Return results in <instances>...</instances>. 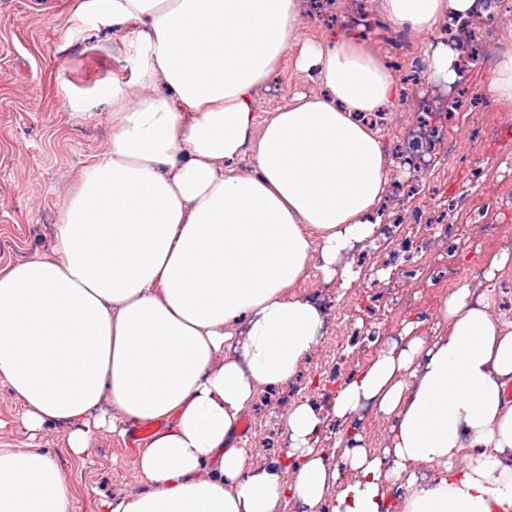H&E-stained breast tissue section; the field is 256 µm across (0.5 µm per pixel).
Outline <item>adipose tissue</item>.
I'll list each match as a JSON object with an SVG mask.
<instances>
[{"label": "adipose tissue", "mask_w": 512, "mask_h": 512, "mask_svg": "<svg viewBox=\"0 0 512 512\" xmlns=\"http://www.w3.org/2000/svg\"><path fill=\"white\" fill-rule=\"evenodd\" d=\"M474 2L379 5L427 34ZM78 13L136 23L135 79L172 95L110 81L78 104H111V147L66 197L52 255L0 268V381L21 426H64L78 458L98 430L158 424L136 455L144 490L98 512H278L289 498L388 512L395 495L402 512H512V321L464 286L442 304L447 335L380 353L338 389L337 418L389 419L383 456L355 432L329 465L312 446L324 417L303 400L285 423L295 468L254 466L236 441L257 390L287 385L325 335L294 292L310 263L334 274L377 232L393 160L368 118L398 96L385 62L357 36L301 40L299 0H82ZM292 49L322 90L259 120L254 91ZM74 509L56 456L0 447V512Z\"/></svg>", "instance_id": "adipose-tissue-1"}]
</instances>
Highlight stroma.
<instances>
[{
    "label": "stroma",
    "instance_id": "stroma-1",
    "mask_svg": "<svg viewBox=\"0 0 512 512\" xmlns=\"http://www.w3.org/2000/svg\"><path fill=\"white\" fill-rule=\"evenodd\" d=\"M301 36L340 41L364 35L371 47L392 68L403 103L385 113L377 128L391 150H399L413 128L423 103L416 97L418 83L411 66L426 68L424 48L447 42L439 28L421 36L388 21L378 0H303ZM77 0H0V268L35 256L50 254L53 226L82 169L109 149L112 128L110 105L92 112L72 111L69 95H84L104 80H117L138 92L125 41L134 25L116 29L109 24L82 25L74 16ZM293 53H286L277 72L255 98L259 117L284 107L298 92L318 91L310 73L298 72ZM492 76L482 63L472 64L470 94L452 115L447 135L466 140L462 158L449 159L436 146L427 167L418 175L392 167L383 219L373 244L361 262L352 256L359 273L350 287L340 280L325 281L309 269L298 283L299 293L317 286L320 304L328 313V331L305 358L297 377L280 389L259 390L243 415L248 426L240 437L259 465L279 460L285 451V420L292 402L310 400L328 407L319 372L331 367L337 344H344L348 372L363 368L353 332L371 336L374 353L390 349L406 337L429 339L448 332L440 315L445 300L434 280L435 270L454 269L469 257L486 234H512V173L503 160H512V104H499L483 95ZM498 114L501 137L468 142L471 131L487 114ZM454 227L452 242L433 238V227ZM431 243L430 269L417 276L402 270L401 242ZM500 251H487L479 271L462 278L473 295L494 292L496 312L512 320V263L495 278L487 273ZM410 303L397 320L389 315L396 304ZM63 476L76 494V512H97L100 498L139 491L144 481L125 437L102 431L90 442L80 460L63 456Z\"/></svg>",
    "mask_w": 512,
    "mask_h": 512
}]
</instances>
